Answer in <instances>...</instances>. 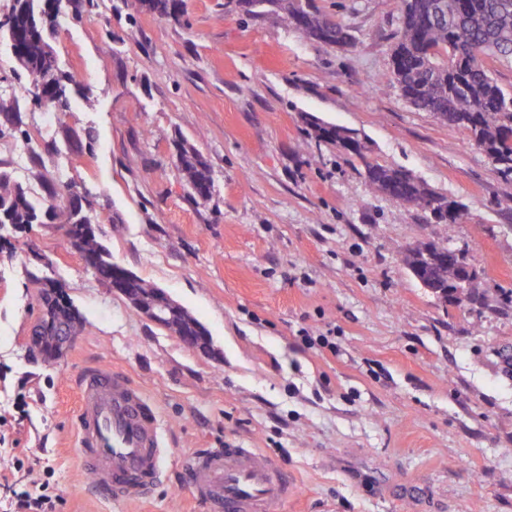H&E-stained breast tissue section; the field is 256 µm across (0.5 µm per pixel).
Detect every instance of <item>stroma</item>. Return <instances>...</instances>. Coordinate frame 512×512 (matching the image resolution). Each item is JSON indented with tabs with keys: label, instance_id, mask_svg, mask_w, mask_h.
Returning a JSON list of instances; mask_svg holds the SVG:
<instances>
[{
	"label": "stroma",
	"instance_id": "obj_1",
	"mask_svg": "<svg viewBox=\"0 0 512 512\" xmlns=\"http://www.w3.org/2000/svg\"><path fill=\"white\" fill-rule=\"evenodd\" d=\"M353 46L310 43L284 16L232 0H184L176 19L98 0L63 15L58 66L88 74L69 111L20 99L0 167L45 194L74 182L114 262L208 329L215 356L133 312L58 224L0 250V498L50 482L55 512H205L181 460L233 442L282 460L298 488L270 512H512V177L467 133L413 109L391 85L400 0H314ZM350 129L464 216L436 224L371 191L359 160L308 138L305 115ZM34 153H20V131ZM214 178L195 197L175 143ZM427 237L482 273L478 298L443 303L399 253ZM64 286L83 324L61 362L28 350L35 279ZM328 347H302L301 330ZM127 374L157 405L169 454L145 499L102 497L79 465L78 380Z\"/></svg>",
	"mask_w": 512,
	"mask_h": 512
}]
</instances>
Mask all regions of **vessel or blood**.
<instances>
[{
	"label": "vessel or blood",
	"mask_w": 512,
	"mask_h": 512,
	"mask_svg": "<svg viewBox=\"0 0 512 512\" xmlns=\"http://www.w3.org/2000/svg\"><path fill=\"white\" fill-rule=\"evenodd\" d=\"M81 467L115 502L139 499L162 483L166 448L156 406L126 375L93 366L79 378ZM193 495L211 512H269L294 497L286 470L254 448L225 443L184 461Z\"/></svg>",
	"instance_id": "1"
}]
</instances>
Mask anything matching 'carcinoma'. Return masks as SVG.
<instances>
[{
	"mask_svg": "<svg viewBox=\"0 0 512 512\" xmlns=\"http://www.w3.org/2000/svg\"><path fill=\"white\" fill-rule=\"evenodd\" d=\"M272 2L288 20V26L302 38L331 47L352 43L350 27L321 12L313 0H253L257 10ZM128 19L143 12L160 18H177L183 0H125ZM403 13L391 47L392 84L415 109L427 112L438 122L467 132L470 142L483 151L499 172L512 176V92L491 76L486 59L512 64V0H402ZM64 3L55 0H12L8 10L13 20L12 55L29 78L20 93L34 105L64 112L70 96L80 82L59 70L53 41L58 16ZM308 136L336 146L351 140L355 146L344 152L364 165L368 185L391 200L436 220L456 221L460 205L452 202L448 216L440 213L438 202L448 198L400 166L370 162V145L349 129L326 123L313 116L306 118ZM176 168L193 194L206 200L214 189L211 167L203 155L185 141L175 144ZM49 203H38L31 191L10 172L0 169V229L24 233L35 224H67L78 229L83 255L96 259L95 277L105 285L118 278L122 266L113 262L103 244L98 218L86 211L81 196L72 184L43 179ZM402 262L413 277L424 283L442 286L455 283L462 258L448 252V246L420 238L400 248ZM40 299V318H54L57 302L46 293L48 284L36 280ZM127 303L139 312L135 300L158 290L154 283L138 276L124 282ZM199 319L187 308L166 324L168 332L185 336L194 332Z\"/></svg>",
	"mask_w": 512,
	"mask_h": 512,
	"instance_id": "1",
	"label": "carcinoma"
}]
</instances>
